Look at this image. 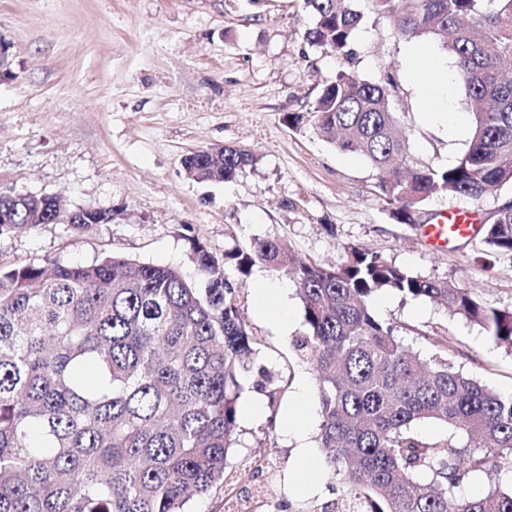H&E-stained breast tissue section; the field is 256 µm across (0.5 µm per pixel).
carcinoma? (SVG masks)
<instances>
[{
  "label": "carcinoma",
  "instance_id": "cac0c4a2",
  "mask_svg": "<svg viewBox=\"0 0 512 512\" xmlns=\"http://www.w3.org/2000/svg\"><path fill=\"white\" fill-rule=\"evenodd\" d=\"M371 2L400 35L434 38L453 57L474 115L466 150L447 167L417 161L393 79L344 67L288 123L364 157L401 223L435 194L480 199L512 186V0ZM304 4L309 44L350 59L364 14L348 0ZM257 163L233 146L183 161L196 181L234 179ZM112 219L110 210L62 217L53 196L0 192V235L61 222L87 230ZM479 244L512 256V201L481 225ZM191 261L202 288L176 267L118 255L0 271V512H186L218 488L231 469L240 378L261 344L236 295L259 265L298 287L305 330L291 346L314 377L327 477L346 486L293 512H336L337 502L357 498L372 512H512V490L458 492L474 472L512 473V395L440 355L421 359L372 302L387 292L428 300L507 348L512 310L367 248L350 247L325 266L292 258L281 238L221 258L197 243ZM259 374L273 407L279 387L267 369ZM427 422L445 428L444 437H421L417 427Z\"/></svg>",
  "mask_w": 512,
  "mask_h": 512
}]
</instances>
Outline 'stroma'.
<instances>
[{
  "instance_id": "obj_1",
  "label": "stroma",
  "mask_w": 512,
  "mask_h": 512,
  "mask_svg": "<svg viewBox=\"0 0 512 512\" xmlns=\"http://www.w3.org/2000/svg\"><path fill=\"white\" fill-rule=\"evenodd\" d=\"M364 16L351 63L362 78L390 74L396 109L420 162L447 166L464 151L474 116L460 82L438 97L461 122L444 129L430 119L416 83L415 50L438 54L430 38L408 40L354 0ZM303 0H0V39L10 45L0 68V190L60 197L67 209L112 211V223L79 230L42 224L0 235V268L29 264L87 265L112 254L200 275L190 261L194 242L220 254L254 240L287 239L300 258L339 260L350 246L370 248L423 275L470 289L483 303L512 310V258L459 241L428 246L424 225L453 210L487 220L512 187L475 200L437 194L396 221L376 192V173L310 128H290L336 73L339 59L311 46ZM238 145L257 154L254 171L231 181L198 182L183 160L210 146ZM275 271L255 267L237 301L263 344L256 369L279 376L276 409L240 419L236 470L254 459L274 461L258 482L274 502L295 505L332 498L327 480L305 489L283 433L301 368L289 343L304 329L298 294L292 324L281 330L260 314L261 282ZM373 310L432 358L434 337L448 339V357L499 393L512 392V350L494 345L475 326L421 299L377 296ZM255 371L244 374L242 401H265Z\"/></svg>"
}]
</instances>
